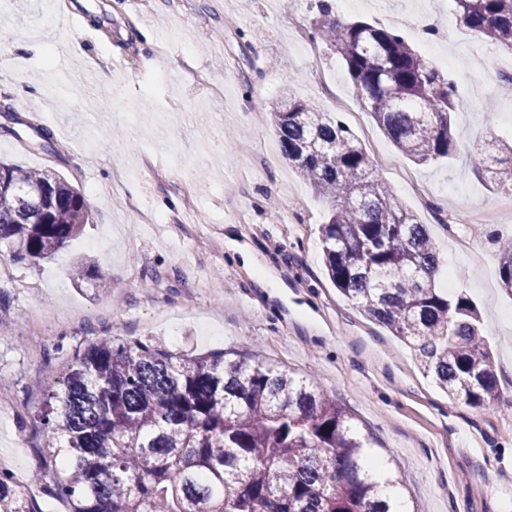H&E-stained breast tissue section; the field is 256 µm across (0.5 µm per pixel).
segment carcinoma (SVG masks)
<instances>
[{"mask_svg":"<svg viewBox=\"0 0 512 512\" xmlns=\"http://www.w3.org/2000/svg\"><path fill=\"white\" fill-rule=\"evenodd\" d=\"M457 23L512 50V0H451ZM321 42L344 65L363 108L397 149L422 164L458 151L460 106L441 71L395 29L344 22L321 0ZM289 163L326 207L319 233L327 275L371 319L403 340L456 403L495 409L502 391L483 320L463 293L436 287L426 225L379 177L360 140L331 112L290 93L270 109ZM512 193V144L470 158ZM0 247L12 261L53 258L89 221L82 191L56 173L0 161ZM46 186L42 197L33 188ZM512 295V241L498 246ZM82 283L99 278L84 261ZM42 411L40 470L30 483L68 512H399L383 499L389 470L368 438L313 379L259 353H174L110 338L76 350L53 372ZM0 512H35L0 470Z\"/></svg>","mask_w":512,"mask_h":512,"instance_id":"cac0c4a2","label":"carcinoma"}]
</instances>
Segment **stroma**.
Instances as JSON below:
<instances>
[{
  "label": "stroma",
  "mask_w": 512,
  "mask_h": 512,
  "mask_svg": "<svg viewBox=\"0 0 512 512\" xmlns=\"http://www.w3.org/2000/svg\"><path fill=\"white\" fill-rule=\"evenodd\" d=\"M330 2L340 18L378 26L441 20L444 40L420 51L462 105L456 154L418 164L400 153L322 43L308 68L273 0H0V39L24 60L0 68V159L59 173L91 212L53 260L0 261V377L12 401L0 409V468L20 488L39 459L35 416L54 386L47 365L112 336L175 352L259 351L315 378L353 416L392 460L409 512H512V296L493 242L512 236V215L468 157L487 140L512 141L503 89L512 51L448 24L450 0ZM72 39L82 56L70 54ZM188 66L223 96L189 92L179 80ZM101 70L111 85L98 82ZM286 89L335 112L367 151L382 150L380 176L427 224L488 325L507 405L449 400L407 345L331 286L325 207L266 117ZM42 128L53 150L38 148ZM80 257L101 281H73Z\"/></svg>",
  "instance_id": "obj_1"
}]
</instances>
